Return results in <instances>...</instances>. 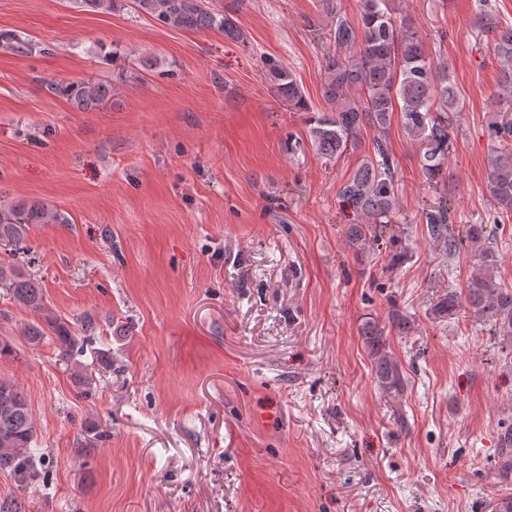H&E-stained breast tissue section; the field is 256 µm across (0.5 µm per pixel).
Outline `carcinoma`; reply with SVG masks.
<instances>
[{
    "label": "carcinoma",
    "instance_id": "1",
    "mask_svg": "<svg viewBox=\"0 0 512 512\" xmlns=\"http://www.w3.org/2000/svg\"><path fill=\"white\" fill-rule=\"evenodd\" d=\"M476 18L478 32L493 34L492 50L502 68L506 90L505 110L488 124L493 146L487 157V191L494 206L491 223L512 216V27L502 30L492 9L485 5ZM89 12H110L118 0H75ZM134 9L159 23L194 33L215 30L234 41H245L230 10H214L206 0H132ZM392 0H360L356 22L339 18L333 31L336 50L343 56L329 61L324 71L323 94L331 109L309 119V135L318 155L338 158L361 143L364 129L376 132L373 152L365 156L353 176L341 186L338 197L350 222L345 236L349 246L365 253L366 242L377 241L382 228L393 223L399 211L396 194L398 167L388 148L392 116L402 115L405 130L423 145L420 166L430 187H448V154L452 146L450 115L457 110L455 83L448 72L437 76L424 51V37L407 17L395 16ZM0 45L20 53L31 44L12 33H0ZM268 73L274 95L288 109L308 112L305 92L288 68L270 64ZM48 90L82 110L95 108L108 97L111 88L102 83L52 81ZM64 213L40 202H20L0 207V241L23 249L32 224H67ZM430 239L442 244L448 258L460 252L467 239L482 247L481 265L466 294L450 288L435 304L433 314L452 317L463 310L489 323L493 335L512 344V290L497 281V260L490 231L485 224L466 225L465 236L453 228L456 215L448 198L423 212ZM0 287L14 301L34 313L44 310L45 294L39 283L13 267L0 264ZM48 329L29 326L26 337L40 342L51 331L65 362L84 353V340L70 325L47 318ZM363 343L372 359L378 385L388 391L400 386L396 364L386 352L384 328L367 321L360 328ZM36 435L35 421L23 391L13 382L0 379V471L9 473L24 491L39 477L35 455L29 451Z\"/></svg>",
    "mask_w": 512,
    "mask_h": 512
}]
</instances>
